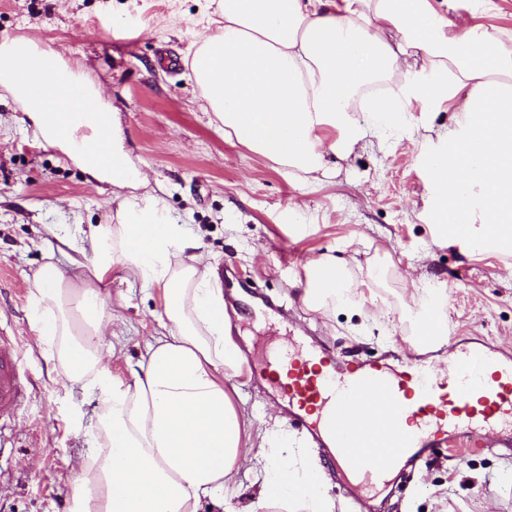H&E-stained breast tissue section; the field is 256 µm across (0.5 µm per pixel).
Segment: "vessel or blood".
I'll list each match as a JSON object with an SVG mask.
<instances>
[{"label":"vessel or blood","mask_w":512,"mask_h":512,"mask_svg":"<svg viewBox=\"0 0 512 512\" xmlns=\"http://www.w3.org/2000/svg\"><path fill=\"white\" fill-rule=\"evenodd\" d=\"M329 356L293 348L269 359L268 376L287 368L281 389L288 414L306 439L331 449L347 482L383 489L401 462H416L436 447L482 443V428L512 426V360L487 345L459 348L448 369L430 374L408 363L324 371ZM28 372L18 341L0 336V421L13 418L27 396ZM377 413L365 423V410Z\"/></svg>","instance_id":"obj_1"}]
</instances>
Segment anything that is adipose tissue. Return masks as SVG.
<instances>
[{"instance_id":"1","label":"adipose tissue","mask_w":512,"mask_h":512,"mask_svg":"<svg viewBox=\"0 0 512 512\" xmlns=\"http://www.w3.org/2000/svg\"><path fill=\"white\" fill-rule=\"evenodd\" d=\"M222 20L199 31L189 67L225 140L311 183L331 176L326 153L348 159L364 131L354 112L405 114L456 102L455 129L438 132L448 148L431 153L436 242L464 249H512V33L438 15L430 0H214ZM421 56L422 70L410 60ZM395 95L378 92L390 79ZM0 87L18 98L38 140L78 165L93 186L111 185L118 221L89 226L83 240L62 238L64 263L34 274L36 333L82 396L102 409L78 468L76 512H198L223 506L224 490L253 442L272 458L257 468L242 512H334L319 467L293 466L272 434L234 404L228 382L242 373L224 293L211 257L184 224L172 223L99 87L30 40L0 43ZM469 88L457 101L459 88ZM82 97L93 111H78ZM331 141H324V133ZM103 157L90 161L94 150ZM158 289L155 334L129 376L102 359L114 317L104 293L113 266ZM329 270V287L314 284ZM347 263L330 256L305 267L303 301L329 315L363 304Z\"/></svg>"}]
</instances>
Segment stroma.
I'll return each instance as SVG.
<instances>
[{
	"mask_svg": "<svg viewBox=\"0 0 512 512\" xmlns=\"http://www.w3.org/2000/svg\"><path fill=\"white\" fill-rule=\"evenodd\" d=\"M445 17L512 30V0H432ZM212 0H0V41L27 38L55 51L102 86L127 148L162 198L170 220L193 225L237 317L233 337L247 366L233 378V400L255 427L289 437L288 449L324 462L307 448L260 376L271 350L317 344L341 362L392 361L411 355L421 309L414 281L443 297L444 342L435 369L465 341L484 339L512 355V253L438 245L430 224L427 152L431 131L455 125L456 112L381 115L363 109L365 136L335 176L312 185L231 144L210 114L185 57L193 33L210 25ZM110 186L95 188L83 171L39 145L22 104L0 88V331L18 339L33 379L32 397L0 424V512H72L73 477L100 412L98 398L73 397L33 330V275L62 236L114 221ZM329 255L359 279L375 277L367 305L323 317L303 302L304 268ZM112 309L120 318L126 379L161 312L156 289L112 271ZM486 436L479 448H434L373 498H356L333 469L326 490L335 512H512V447Z\"/></svg>",
	"mask_w": 512,
	"mask_h": 512,
	"instance_id": "obj_1",
	"label": "stroma"
}]
</instances>
